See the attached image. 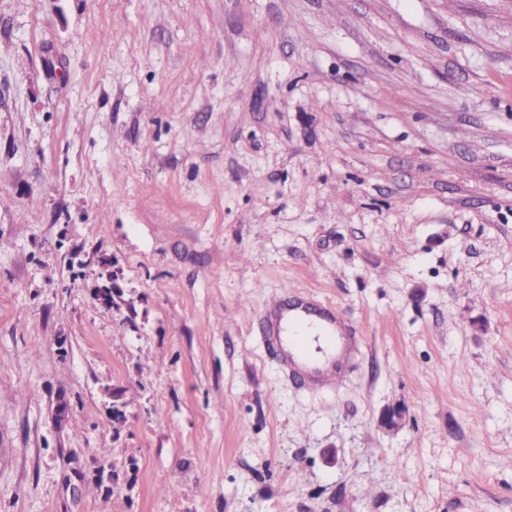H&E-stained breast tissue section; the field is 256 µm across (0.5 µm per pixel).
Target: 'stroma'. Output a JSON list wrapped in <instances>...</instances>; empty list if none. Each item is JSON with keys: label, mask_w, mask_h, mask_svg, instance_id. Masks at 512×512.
<instances>
[{"label": "stroma", "mask_w": 512, "mask_h": 512, "mask_svg": "<svg viewBox=\"0 0 512 512\" xmlns=\"http://www.w3.org/2000/svg\"><path fill=\"white\" fill-rule=\"evenodd\" d=\"M288 286L356 330L336 390L260 340ZM477 504L512 512V0H0V512Z\"/></svg>", "instance_id": "35a3bbf8"}]
</instances>
